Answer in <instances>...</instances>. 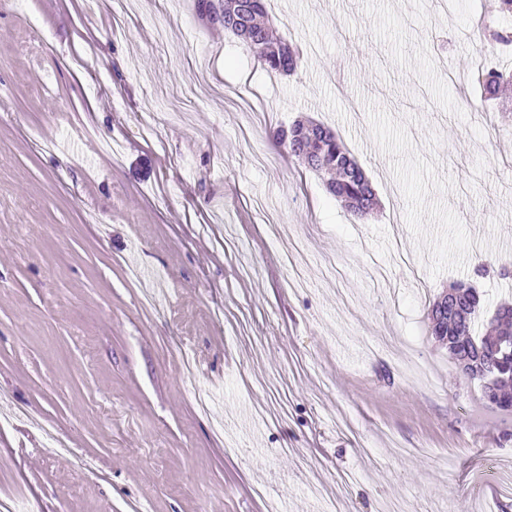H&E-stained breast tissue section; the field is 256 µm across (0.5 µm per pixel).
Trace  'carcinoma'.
I'll return each mask as SVG.
<instances>
[{
  "instance_id": "1",
  "label": "carcinoma",
  "mask_w": 512,
  "mask_h": 512,
  "mask_svg": "<svg viewBox=\"0 0 512 512\" xmlns=\"http://www.w3.org/2000/svg\"><path fill=\"white\" fill-rule=\"evenodd\" d=\"M274 17L266 7V0H254V7L245 18V26L250 37L244 40L255 60L266 71L274 74H292L300 63L299 51L283 39L273 36L271 26ZM483 37L498 46L512 42L508 31L483 23ZM484 93L480 104L496 100L503 107L512 108V101L502 98V90L512 87V72L497 68H486L473 74ZM274 139L288 148V154L297 157L309 170L321 177L327 192L353 215L361 220L373 210L376 200L375 191L362 169L350 157L344 142L330 128L312 121L301 120L289 127L279 128L273 134ZM459 290L460 310L448 312L439 317L437 303L429 307L431 334L447 336L456 347L463 351L474 345L489 348L504 336L512 337V313L502 314V310H512V302L501 303L494 315L483 325V332L476 333L477 320L482 308V297L471 285L456 283ZM495 380L480 379L483 396L488 405L501 411H511L510 405H496L493 400L512 395V358H504L494 365Z\"/></svg>"
}]
</instances>
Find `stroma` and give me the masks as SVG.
I'll use <instances>...</instances> for the list:
<instances>
[{
    "label": "stroma",
    "mask_w": 512,
    "mask_h": 512,
    "mask_svg": "<svg viewBox=\"0 0 512 512\" xmlns=\"http://www.w3.org/2000/svg\"><path fill=\"white\" fill-rule=\"evenodd\" d=\"M449 4L274 0L285 77L196 0H0V500L512 512L481 483L512 414L427 317L456 281L487 318L512 295V119L472 80L478 20L512 18ZM300 119L363 167L367 219L272 140Z\"/></svg>",
    "instance_id": "1"
}]
</instances>
